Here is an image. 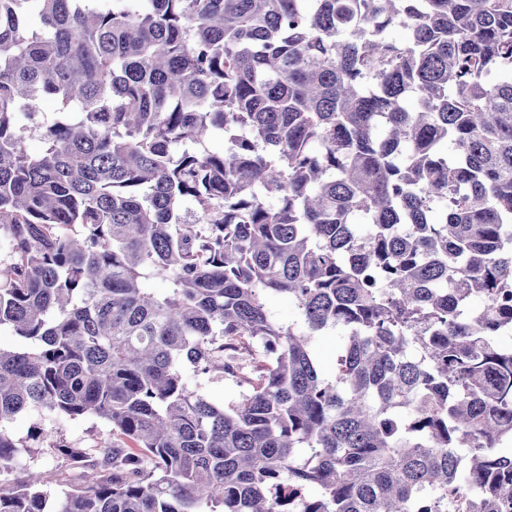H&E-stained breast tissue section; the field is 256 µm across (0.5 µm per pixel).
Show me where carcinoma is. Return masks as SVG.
<instances>
[{
  "label": "carcinoma",
  "mask_w": 512,
  "mask_h": 512,
  "mask_svg": "<svg viewBox=\"0 0 512 512\" xmlns=\"http://www.w3.org/2000/svg\"><path fill=\"white\" fill-rule=\"evenodd\" d=\"M2 230L0 512H512V0H0ZM269 308L274 318L281 323L288 324L298 319L297 308L286 295L270 297ZM339 343V337L332 333L316 336L314 339V346L322 372L327 375L334 368ZM182 373L191 388L198 390L215 405L224 406V400L230 396L232 389L230 385L224 383L223 377L216 374H199L189 364L182 366ZM34 426L45 427L51 432V437L46 441L31 439L30 434ZM109 430L110 426L98 419H66L51 423L34 411L18 416L11 424V433L15 439L24 441L30 447L36 467L41 470L44 481L59 490L70 487L69 485L59 486V481L62 479L61 469L49 446L63 441L72 446L91 448L101 438L106 437L110 433Z\"/></svg>",
  "instance_id": "cac0c4a2"
}]
</instances>
